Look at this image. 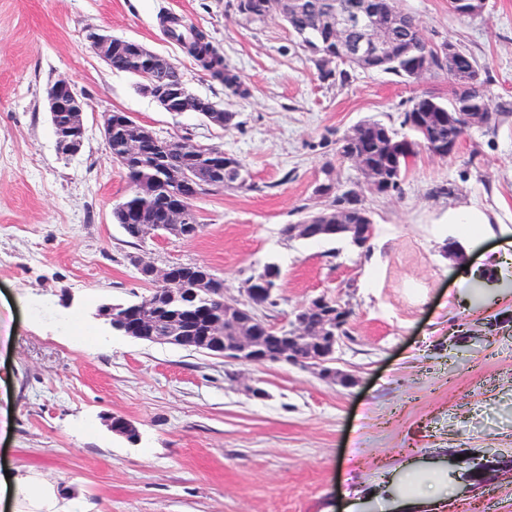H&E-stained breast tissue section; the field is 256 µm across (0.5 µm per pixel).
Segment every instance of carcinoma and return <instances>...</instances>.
<instances>
[{
  "label": "carcinoma",
  "mask_w": 512,
  "mask_h": 512,
  "mask_svg": "<svg viewBox=\"0 0 512 512\" xmlns=\"http://www.w3.org/2000/svg\"><path fill=\"white\" fill-rule=\"evenodd\" d=\"M253 15L245 17L250 23H263L272 18H283L284 23L297 38L300 45L311 50L318 77L323 80L339 79L345 83L358 70L354 63L346 58H336L335 66L326 69L321 57L336 54V41L329 28V16L342 9L348 0H250ZM422 30L419 22L408 16L407 22L391 31V38L402 42ZM164 34L181 45L194 58L208 75L224 85L235 95L244 96L240 76L224 63V56L216 49L210 37L193 24H186L172 17L166 19ZM417 50L420 55H429L430 67L424 77L440 75L448 79L449 84L471 78L482 73L485 67L465 48H459L453 67H448V58L439 56L433 43L424 37L419 40ZM415 58L407 57L398 62L371 67L373 71L392 74L403 81H409V74ZM112 70L133 74L145 79L149 74L146 60L135 54L131 47L122 42L112 43ZM470 106L488 114L483 129L495 132L512 115V107L504 109L494 106L487 94L486 81L479 79L470 89ZM204 102L195 94L187 93L175 104L178 112H195L210 123L222 128L232 124L234 115L203 111ZM451 101L442 100L434 95L423 93L410 100L404 112L402 126L409 133L401 134L396 129L375 120L367 121L369 128L356 141L349 142L345 137L336 141V156L340 162L350 164L357 173V183L361 184L369 177L379 176L385 184L384 194H402L412 159L426 152L440 159L448 158V142L461 138L467 128L463 120H448ZM428 112L429 120L419 125L414 113ZM127 113L112 111V161L123 171L131 186V192L112 210L114 223L120 225L126 235L142 241L153 233L154 226L161 223L162 217L174 206L184 208L183 223L197 234L202 231L196 201L201 195L224 187L246 186L241 176L240 162L224 153L216 145H198L194 150L175 151L170 143L173 137H164L151 128L136 123L141 131L139 150L132 154L127 143L128 125L124 123ZM341 199L336 196L327 198V204L317 212H309L304 217L306 224L336 223V209ZM347 224H365L369 210L365 204H350ZM208 273V269L197 264H182L179 268L180 287L189 294L197 289L199 278ZM148 293L141 301L149 304L148 316L143 318L144 335L162 336L172 317L181 312V308L169 303L166 287L143 279ZM224 282L213 281L207 292H198L195 301L199 315L190 327L188 335L200 336L210 318L224 312Z\"/></svg>",
  "instance_id": "1"
}]
</instances>
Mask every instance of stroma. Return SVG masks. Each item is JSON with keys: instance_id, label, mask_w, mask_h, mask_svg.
<instances>
[{"instance_id": "stroma-1", "label": "stroma", "mask_w": 512, "mask_h": 512, "mask_svg": "<svg viewBox=\"0 0 512 512\" xmlns=\"http://www.w3.org/2000/svg\"><path fill=\"white\" fill-rule=\"evenodd\" d=\"M430 41L450 39L486 67L489 96L512 103V0H486L459 19L448 0H402ZM174 15L208 33L242 79L234 96L163 32ZM89 27L179 62L189 88L223 103L231 126L167 112L83 41ZM68 76L88 104L77 155L55 149L49 85ZM447 96L441 78L407 83L356 71L320 80L285 24L246 23L237 0H0V473L17 493L0 512H403V479L445 483L438 512H512V473L463 492L450 455H512V261L473 241L452 210L484 213L512 237V119L471 129L447 159L419 155L402 196L365 192L378 231L359 252L341 239L282 235L322 208L314 194L338 163L336 142L373 119L400 128L410 99ZM119 110L163 136L220 146L251 189L197 202L203 232L135 241L112 219L130 191L112 161L100 115ZM454 240L466 266L446 258ZM158 268L208 266L225 295L280 267L289 314L324 294L351 311L339 368L344 389L284 363L242 365L112 331L99 305L147 292L130 256ZM259 386L256 399L247 389ZM131 421V443L107 426Z\"/></svg>"}]
</instances>
